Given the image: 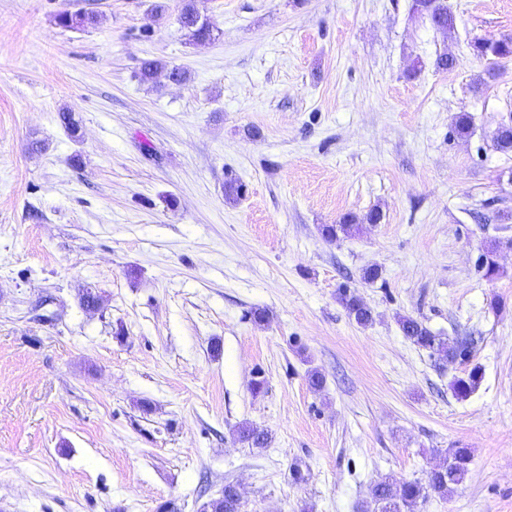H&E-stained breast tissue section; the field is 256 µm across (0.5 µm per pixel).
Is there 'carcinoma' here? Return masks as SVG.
<instances>
[{
    "label": "carcinoma",
    "instance_id": "1",
    "mask_svg": "<svg viewBox=\"0 0 512 512\" xmlns=\"http://www.w3.org/2000/svg\"><path fill=\"white\" fill-rule=\"evenodd\" d=\"M413 11L418 17L425 18L433 25L438 24L449 30L454 28V17L442 0H414ZM181 27L187 30L193 40L203 43L213 37L214 28L211 23L200 18L194 0H183L179 16ZM98 16L94 13L64 14L57 18L59 26L64 28H86L96 25ZM472 53L479 58L488 60H512V37L499 39H476L470 44ZM167 69L168 77L177 83L187 80L186 71L178 68H166L158 60H144L138 70V77L143 82H151L157 73ZM497 148L507 152L512 150V116L503 122L493 136ZM381 214L371 210L359 217L352 213L344 215L337 224L325 225L321 228L324 238L332 241L339 235H347L360 224H377ZM338 301L358 325L367 327L373 322V314L359 297L342 289ZM400 330L406 340L415 346L430 350L446 361L465 360L470 357V342L465 340L454 345L442 342L423 322L411 317L401 316L398 319ZM482 374L479 367H473L467 375L456 377L451 381L450 388L454 396L463 399L472 394L479 386ZM238 438L251 448L268 446L267 432L253 426H242L238 429ZM471 451L468 448H450L443 464L428 472L426 481H397L385 479L372 488V499L375 505L373 512H417L419 504L426 501L428 493H436L442 497L448 489L461 482L468 472ZM205 512H243V503L238 487L231 481L224 482L221 495L209 501Z\"/></svg>",
    "mask_w": 512,
    "mask_h": 512
}]
</instances>
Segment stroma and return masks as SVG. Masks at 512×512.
<instances>
[{"label": "stroma", "instance_id": "stroma-1", "mask_svg": "<svg viewBox=\"0 0 512 512\" xmlns=\"http://www.w3.org/2000/svg\"><path fill=\"white\" fill-rule=\"evenodd\" d=\"M444 2L447 33L410 0H196L199 44L182 0H0V512H201L228 480L243 512H365L457 446L466 477L420 512H512V61L480 85L470 49L512 37V0ZM84 11L96 26L57 23ZM147 58L187 81L141 83ZM401 315L472 338L469 359ZM179 21L181 27L187 30L193 40L199 43L210 41L214 28L211 23L200 18L194 0H183ZM380 220L381 214L378 210H371L363 215V217L348 213L340 219L339 224L323 225L321 233L324 238L332 241L336 239L339 234H349L351 230L355 227L357 228L359 224H377ZM338 301L347 311L350 318H352L358 325L366 327L372 324L373 314L359 297L350 292L347 288L339 291ZM400 330L406 340L415 346L430 350L438 354L443 360L453 362L457 359L465 360L470 357L467 340L447 345L442 342L423 322L411 317L400 316L398 319ZM482 374L479 367H473L467 375L456 377L451 381L450 388L457 398L463 399L472 394L479 386Z\"/></svg>", "mask_w": 512, "mask_h": 512}]
</instances>
